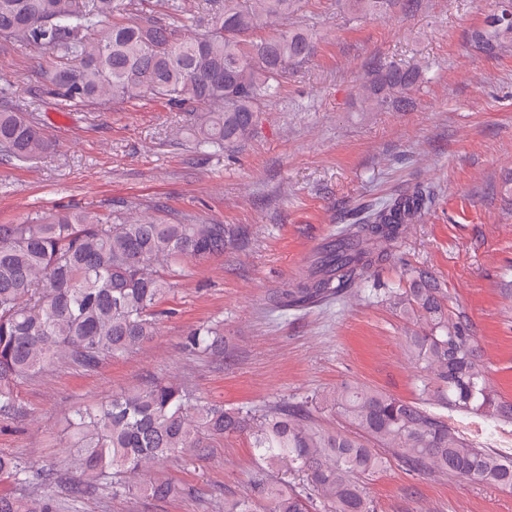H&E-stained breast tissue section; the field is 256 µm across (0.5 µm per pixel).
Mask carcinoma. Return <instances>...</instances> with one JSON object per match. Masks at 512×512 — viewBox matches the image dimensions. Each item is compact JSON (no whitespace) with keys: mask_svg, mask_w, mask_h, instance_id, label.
Listing matches in <instances>:
<instances>
[{"mask_svg":"<svg viewBox=\"0 0 512 512\" xmlns=\"http://www.w3.org/2000/svg\"><path fill=\"white\" fill-rule=\"evenodd\" d=\"M299 0H203L188 15L180 0L165 10L127 16L126 0H0V39L48 50L69 65L41 73L63 108L89 102L130 103L160 98L193 116L201 153L248 138L257 112L281 88L292 66L315 53L316 34L288 20ZM356 15L388 17L410 12L416 0H342ZM272 22L265 39L253 31ZM418 73L385 69L363 96L368 109L388 103L384 88L404 89ZM54 145L35 118L0 87V157L30 163ZM430 201L417 190L347 224L314 255L307 274L277 292L276 304L304 310L368 281L396 240ZM222 224H184L92 211L36 215L23 224L0 225V415L18 409V386L55 363L86 370L121 357L153 339L157 307L170 284L159 274L189 257L224 252ZM442 291L420 275L414 286L387 293L403 313L424 323L407 337L421 369L419 397L406 401L379 390L344 385L267 416L255 439L266 467L255 470L249 492L224 499V512H377L360 477L379 472L384 450L406 471L476 480L512 490V454L484 448L448 421L447 413L490 414L512 422V403L486 384L471 325L450 315ZM222 337L197 328L185 347L207 351ZM326 406L348 429L317 427L316 408ZM250 428V417L222 404L200 403L166 380L123 390L75 414L65 462L81 485L99 482L112 495L147 493L162 499L165 483L134 485L126 476L171 458L199 456L210 441ZM309 477L312 492L290 490L269 470L282 461ZM21 492L0 490V512H62L49 482L32 485L27 462L0 454V477Z\"/></svg>","mask_w":512,"mask_h":512,"instance_id":"1","label":"carcinoma"}]
</instances>
